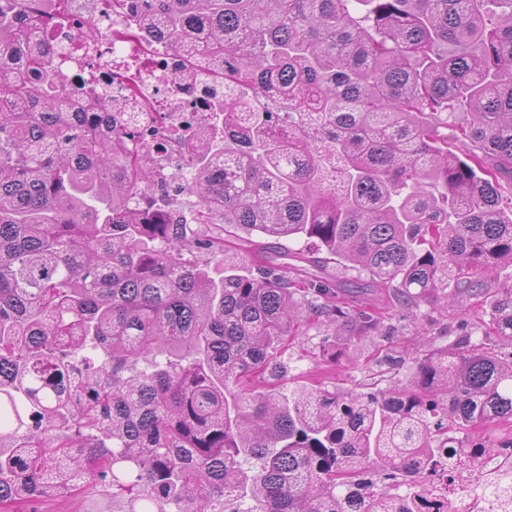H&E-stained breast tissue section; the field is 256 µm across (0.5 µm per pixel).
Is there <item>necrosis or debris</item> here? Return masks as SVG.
<instances>
[{
    "instance_id": "necrosis-or-debris-1",
    "label": "necrosis or debris",
    "mask_w": 512,
    "mask_h": 512,
    "mask_svg": "<svg viewBox=\"0 0 512 512\" xmlns=\"http://www.w3.org/2000/svg\"><path fill=\"white\" fill-rule=\"evenodd\" d=\"M70 10L54 13L49 0H25L26 19L32 22L39 40L63 44L74 40L81 55L93 56L101 70L112 75V95L77 96L66 93L64 103L71 112L92 109L121 112L133 106L155 113L156 119L140 128L144 162L155 171L158 184L141 192L138 203L172 215L180 205L165 192L173 177L188 176L183 164V135L203 136L214 123L212 104L222 99L224 89L216 84L204 89L182 53L153 37L139 25L113 20L108 0H71ZM466 487L475 503L473 512H487L485 489L468 471L444 469L428 474L424 497L430 512H460L458 499L449 495L448 485Z\"/></svg>"
}]
</instances>
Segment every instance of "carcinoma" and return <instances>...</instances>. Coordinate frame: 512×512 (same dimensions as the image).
<instances>
[{
  "instance_id": "carcinoma-1",
  "label": "carcinoma",
  "mask_w": 512,
  "mask_h": 512,
  "mask_svg": "<svg viewBox=\"0 0 512 512\" xmlns=\"http://www.w3.org/2000/svg\"><path fill=\"white\" fill-rule=\"evenodd\" d=\"M20 2L0 0L3 512L88 480L125 512H422L427 469L512 448V285L460 273L512 261V0L118 4L223 82L183 191L234 231L204 237L135 207L155 183L132 147L146 113L63 111L71 49L34 39ZM295 238L380 303L336 304ZM456 269L446 303L483 301L492 341L429 348L369 392L279 382L308 318L404 368L378 342L389 309Z\"/></svg>"
}]
</instances>
